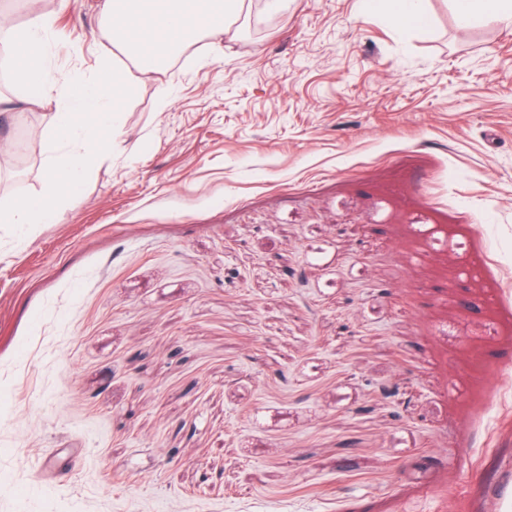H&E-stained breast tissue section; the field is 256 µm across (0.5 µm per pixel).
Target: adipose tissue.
I'll use <instances>...</instances> for the list:
<instances>
[{"mask_svg":"<svg viewBox=\"0 0 512 512\" xmlns=\"http://www.w3.org/2000/svg\"><path fill=\"white\" fill-rule=\"evenodd\" d=\"M457 24L469 29L493 16L512 23V0H457ZM244 0H105L107 21L98 42L129 48L136 68L156 71L201 29L210 37L228 36V21L243 8Z\"/></svg>","mask_w":512,"mask_h":512,"instance_id":"adipose-tissue-1","label":"adipose tissue"}]
</instances>
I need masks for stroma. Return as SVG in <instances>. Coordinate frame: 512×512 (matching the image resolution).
<instances>
[{
	"label": "stroma",
	"mask_w": 512,
	"mask_h": 512,
	"mask_svg": "<svg viewBox=\"0 0 512 512\" xmlns=\"http://www.w3.org/2000/svg\"><path fill=\"white\" fill-rule=\"evenodd\" d=\"M359 2L144 74L102 0H0L132 84L75 202L0 224V512H512V24ZM56 110L0 117V194ZM393 14L398 19L412 18L419 26L426 23L424 0H392Z\"/></svg>",
	"instance_id": "1"
}]
</instances>
